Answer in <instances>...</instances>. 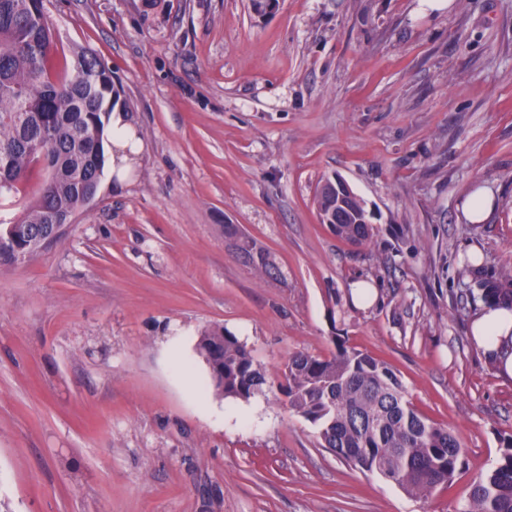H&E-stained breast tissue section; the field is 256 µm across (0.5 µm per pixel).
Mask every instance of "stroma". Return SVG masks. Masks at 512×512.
<instances>
[{"mask_svg": "<svg viewBox=\"0 0 512 512\" xmlns=\"http://www.w3.org/2000/svg\"><path fill=\"white\" fill-rule=\"evenodd\" d=\"M59 58L93 52L145 145L67 233L0 266V512H460L512 439V382L469 337L458 272L512 270V0H44ZM374 210L354 245L316 193ZM494 200L482 224L463 205ZM235 224L274 257L228 250ZM375 285L369 307L351 286ZM268 386L218 395L200 332ZM388 362L464 464L418 497L348 465L277 385L338 342ZM331 179H327L320 190L324 195L322 198L319 196V190L316 194V202L318 209L324 208L328 210L331 208V204L335 203V200H331L329 194L336 195V210L339 207L346 208V203L348 200L355 199L360 202V204L365 207L364 202L352 191L348 183L340 178L336 177L334 180L328 182ZM328 194L327 196H325ZM491 210V197L485 190L478 189L469 197L465 205L464 213L470 223L481 224L486 221ZM224 238L229 248L251 263L262 274L270 277L278 273V268L270 253L257 242L245 236L237 225H225Z\"/></svg>", "mask_w": 512, "mask_h": 512, "instance_id": "stroma-1", "label": "stroma"}]
</instances>
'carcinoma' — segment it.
I'll list each match as a JSON object with an SVG mask.
<instances>
[{
    "label": "carcinoma",
    "instance_id": "carcinoma-1",
    "mask_svg": "<svg viewBox=\"0 0 512 512\" xmlns=\"http://www.w3.org/2000/svg\"><path fill=\"white\" fill-rule=\"evenodd\" d=\"M34 0H0V201L21 206L0 219V265L14 264L51 242L55 224L86 205L105 166L104 129L119 94L105 64L89 51L59 69L54 36ZM356 203L334 225L336 236L362 243L372 225ZM229 248L270 277V253L237 225H224ZM465 296L486 308H512V275L464 266ZM196 348L218 394L247 401L267 384L246 344L217 327L201 331ZM280 393L319 429L324 447L344 462L376 473L411 495L451 485L463 464L454 432L421 416L385 361L339 345L321 358L297 352L283 370ZM461 512H512V440L470 485Z\"/></svg>",
    "mask_w": 512,
    "mask_h": 512
}]
</instances>
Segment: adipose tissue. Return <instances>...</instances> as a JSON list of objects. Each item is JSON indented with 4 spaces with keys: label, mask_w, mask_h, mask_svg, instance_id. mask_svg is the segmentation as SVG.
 I'll return each mask as SVG.
<instances>
[{
    "label": "adipose tissue",
    "mask_w": 512,
    "mask_h": 512,
    "mask_svg": "<svg viewBox=\"0 0 512 512\" xmlns=\"http://www.w3.org/2000/svg\"><path fill=\"white\" fill-rule=\"evenodd\" d=\"M111 126L110 160L113 171L122 177L137 163L144 145L131 115L121 108H114ZM471 339L478 349L493 357L498 377L512 381V310L483 309L471 323Z\"/></svg>",
    "instance_id": "ef3b65f1"
}]
</instances>
